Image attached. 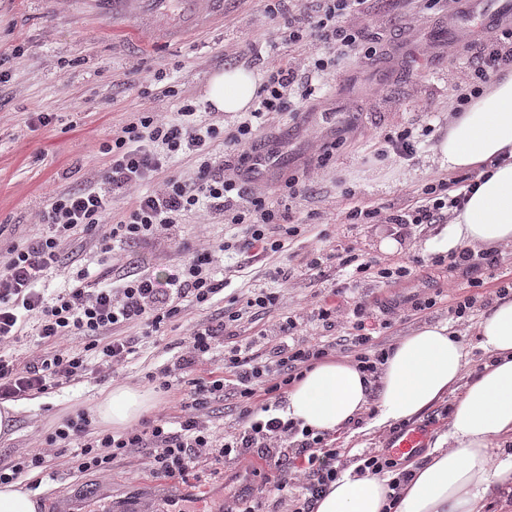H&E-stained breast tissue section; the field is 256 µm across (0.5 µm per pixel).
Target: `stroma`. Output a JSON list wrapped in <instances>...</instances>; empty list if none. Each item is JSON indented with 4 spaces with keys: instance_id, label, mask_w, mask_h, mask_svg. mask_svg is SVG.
I'll return each mask as SVG.
<instances>
[{
    "instance_id": "1",
    "label": "stroma",
    "mask_w": 512,
    "mask_h": 512,
    "mask_svg": "<svg viewBox=\"0 0 512 512\" xmlns=\"http://www.w3.org/2000/svg\"><path fill=\"white\" fill-rule=\"evenodd\" d=\"M459 7V0H368L364 12L349 16L347 23L362 31L375 56L351 58L328 72L321 97L306 111L264 113L254 146L258 153L273 154L274 161L261 179L245 181L243 192L285 210L298 226V235L283 251L244 246L221 251L228 240L243 245L248 227L229 223L202 204L146 243L123 244L108 253L89 236L65 244L46 288L66 287L80 269L88 272L90 283L102 286L120 285L124 276L143 269L163 278L196 251L212 254L217 276L227 285L203 305L183 299L178 321L104 375L16 401L13 436L0 438V465L45 447L64 419L93 414L97 402L114 388L151 390L148 375L173 368L197 326L222 319L261 290L275 294V306L250 310L226 330L234 340L254 341L260 356H267L270 338L286 314L294 322L290 334L296 341H325L334 346L333 358L355 360L359 349L351 342L346 311L360 303L379 348L388 349L417 326L445 321L469 346L470 369L480 368L486 356L476 346V325L499 289L512 286V247L492 250L490 261L476 271L452 272L433 261L443 225L403 229L355 224L348 218L356 208L393 214L414 206L427 187L473 181L474 171H441L431 155L448 127L453 89L470 87L475 57L492 32L512 29V9L502 10L488 26L475 14L461 19ZM317 8V0H300L295 7L288 0H224L222 22L160 42L152 35L154 24H181V10L159 9L153 20L116 25L108 16L71 11L62 0H0V53L6 56L0 69L8 73L0 84V253L22 238L46 234L40 214L53 191L77 190L98 180L109 160L107 145L137 111L175 121L184 103L194 104L189 125L219 129L214 152L224 163L225 177H235L239 150L231 137L244 115L211 111L203 100L207 82L217 71L243 66L262 74L280 61L306 76L315 45H290L283 33L289 17L311 15ZM44 116L49 119L45 125L40 122ZM407 129L418 142L413 158H376L384 136ZM330 143L336 153L320 164ZM291 176L302 185L293 199L283 194ZM387 239L397 241L396 251L382 250ZM344 250L383 268L406 267L408 274L393 283L374 273L349 282L335 259ZM335 285L340 288L336 294L331 291ZM467 297L473 298V307L457 316V302ZM426 298L435 299V306L415 310V303ZM326 304L338 309L330 323L318 316ZM241 409L239 396L228 386L200 417L234 434L243 426ZM389 435L386 429L367 430L360 418L327 435L326 442L339 448L348 469L359 454L385 448ZM246 455L257 459L258 474L246 473L239 461L230 460L201 483L155 477L145 448L115 461L107 478L77 472L62 456L50 461L39 492L44 512H122L131 502L138 512H167L174 497L184 500L186 512H213L221 505L230 512L243 491L268 497L272 512H292L309 482L305 457L294 447L276 458L262 447L249 448ZM283 470L290 478L289 498L281 502L271 481Z\"/></svg>"
}]
</instances>
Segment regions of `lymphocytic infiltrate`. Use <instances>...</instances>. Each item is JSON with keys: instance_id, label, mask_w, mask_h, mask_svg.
<instances>
[{"instance_id": "lymphocytic-infiltrate-1", "label": "lymphocytic infiltrate", "mask_w": 512, "mask_h": 512, "mask_svg": "<svg viewBox=\"0 0 512 512\" xmlns=\"http://www.w3.org/2000/svg\"><path fill=\"white\" fill-rule=\"evenodd\" d=\"M365 0H319L315 14L293 18L288 22V41L298 45L319 44L325 49L314 62L315 72H323L350 58L356 52L372 56V48L364 47L360 32L344 25L346 15L361 11ZM502 40L492 39L477 60L472 89L454 92L456 108L469 105L483 85L505 67L512 65V48L503 49ZM302 84V98H310L316 86L311 79H299L294 68L285 62L274 64L261 89L260 110L280 112L289 106L295 84ZM195 108H181V122L158 121L148 113L122 127L109 149L111 162L102 184H89L71 192H56L41 213L48 227L46 235L25 239L13 245L6 260L0 262V344L18 342L28 333L29 317H36L37 343L26 358L0 354V401H9L30 393L47 394L71 380L92 376L125 361L136 351L137 342L122 336V327L144 324L149 332L176 321L180 303L192 298L197 304L208 303L223 292L224 282L213 273L210 254L195 255L192 260L159 280L152 273L140 272L120 287H93L85 271H78L72 283L53 297H46L41 282L48 270L59 261L60 247L74 235L96 237L102 252H110L115 242H147L159 228L178 223L184 212L195 206L199 198H207L213 211L230 213L235 224L248 225L249 247L279 252L288 237L298 228L288 222L285 212L269 206L256 197L236 205L239 183L224 178L210 159L211 144L218 136L217 128L198 132L186 125L185 117ZM188 152L201 156L193 186H186L169 175L167 155ZM164 175L161 192L136 196L129 211L113 217L106 186L133 187ZM466 201L465 194L425 196L421 205L387 218L391 224H436L448 209H458ZM239 313L227 319L200 325L188 338L186 352L177 361L181 375L177 381L163 380L158 387L170 391L179 387L182 393L181 414L176 426L159 419L137 425L118 434L92 435L85 418L69 419L47 440L45 449L21 457L12 465L0 467V484L12 483L30 472L46 469L50 454L70 455L78 472L108 477L114 462L136 448L151 449L149 465L154 474L171 479L188 480L198 476L204 464L220 465L230 458H240L244 449L261 444L277 445L292 430L291 422L277 417L283 409L281 390L299 379L304 369L328 356L330 346L323 342L300 344L289 342L290 318H282L281 334L269 358L259 359L251 342L236 344L224 353L222 376L205 379L194 376L195 365L224 342L228 322L238 321ZM83 336V348L69 346L71 337ZM234 381L244 406L247 426L238 434L227 436L212 430L201 421L199 413L213 396L223 393L225 381ZM268 396L262 407L266 420L251 418V406L257 395ZM299 446L307 452L312 480L308 498L294 512H312L314 498L328 482L342 474L337 465L339 452L326 447L323 437H305Z\"/></svg>"}]
</instances>
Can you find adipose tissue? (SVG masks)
<instances>
[{
	"instance_id": "adipose-tissue-1",
	"label": "adipose tissue",
	"mask_w": 512,
	"mask_h": 512,
	"mask_svg": "<svg viewBox=\"0 0 512 512\" xmlns=\"http://www.w3.org/2000/svg\"><path fill=\"white\" fill-rule=\"evenodd\" d=\"M259 74L238 67L211 75L204 100L216 112L249 108ZM433 161L450 172L485 169L487 177L454 212L444 251L512 245V73L498 77L469 109L448 116ZM488 360L471 376L469 353L447 322L414 328L388 350L379 379L358 363L325 359L305 370L286 393L282 420L332 433L371 412L382 430L408 421L456 392L448 431L390 501L389 475H344L329 484L314 512H482L486 499L512 495V294L498 298L477 327ZM152 394L130 387L107 393L99 422L120 431L152 409Z\"/></svg>"
}]
</instances>
